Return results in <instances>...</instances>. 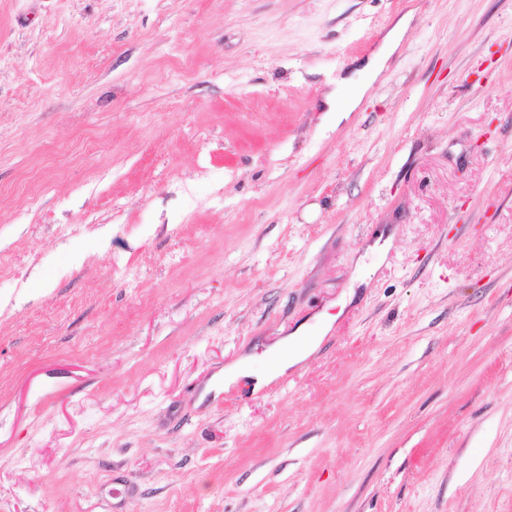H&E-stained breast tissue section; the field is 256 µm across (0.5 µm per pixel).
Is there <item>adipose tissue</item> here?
<instances>
[{
    "label": "adipose tissue",
    "instance_id": "1",
    "mask_svg": "<svg viewBox=\"0 0 512 512\" xmlns=\"http://www.w3.org/2000/svg\"><path fill=\"white\" fill-rule=\"evenodd\" d=\"M409 17H402L387 33L382 48L375 54L374 58L367 64V80L356 81L350 78L342 79L335 90L327 95V102L330 111L335 112L337 118L348 117L354 111L362 98L371 89L374 81L386 68L392 54L400 45L408 29ZM320 343L319 337L310 335L306 327H299L290 336L280 341V348L291 349L292 355L288 359L278 361L265 372H254L248 360H241L237 364L229 366L224 370L225 385H232L241 378H250L254 381L255 389H262L269 386L283 375L289 367L305 360L315 351Z\"/></svg>",
    "mask_w": 512,
    "mask_h": 512
}]
</instances>
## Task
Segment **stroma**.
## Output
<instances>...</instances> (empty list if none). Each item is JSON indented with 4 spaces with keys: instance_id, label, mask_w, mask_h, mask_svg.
I'll return each mask as SVG.
<instances>
[{
    "instance_id": "1",
    "label": "stroma",
    "mask_w": 512,
    "mask_h": 512,
    "mask_svg": "<svg viewBox=\"0 0 512 512\" xmlns=\"http://www.w3.org/2000/svg\"><path fill=\"white\" fill-rule=\"evenodd\" d=\"M0 512H512V0H0ZM409 16H403L387 33L383 47L374 55V58L363 69L368 73L364 81H355L351 77L342 79L335 90L326 96L329 112H336L337 120L347 118L354 111L362 98L371 89L373 83L386 68L392 54L400 45L408 29ZM331 323L332 320L330 319H325L321 322L320 328L318 329L322 333L321 336H310L307 328L301 326L290 336L278 342L272 349L274 352L281 348H289L292 350V355L291 357H288V349L285 350L281 357L287 360H279L277 363L272 364L265 372H255L247 359L241 360L237 364L225 368L224 388L227 389L240 378H253L254 390H260L269 386L283 375L289 367L305 360L315 351L323 335L330 329Z\"/></svg>"
}]
</instances>
